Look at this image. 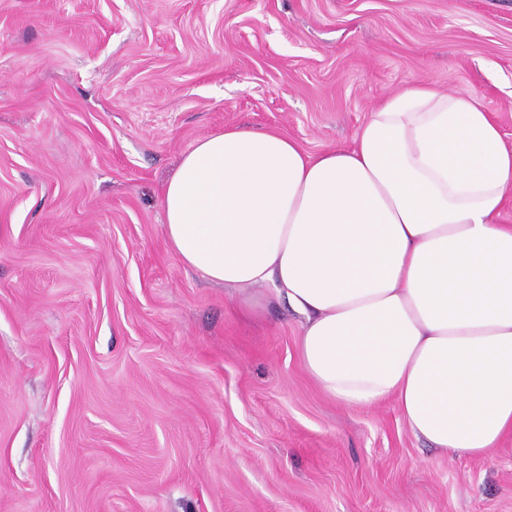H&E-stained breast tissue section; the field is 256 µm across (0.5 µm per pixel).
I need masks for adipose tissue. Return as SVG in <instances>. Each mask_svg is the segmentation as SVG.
Listing matches in <instances>:
<instances>
[{
  "instance_id": "ef3b65f1",
  "label": "adipose tissue",
  "mask_w": 512,
  "mask_h": 512,
  "mask_svg": "<svg viewBox=\"0 0 512 512\" xmlns=\"http://www.w3.org/2000/svg\"><path fill=\"white\" fill-rule=\"evenodd\" d=\"M511 188L483 99L416 85L317 155L271 128L200 139L162 190L163 234L244 309L299 314L326 395L394 401L415 437L475 458L512 437Z\"/></svg>"
}]
</instances>
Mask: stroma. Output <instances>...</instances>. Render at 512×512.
<instances>
[{
    "label": "stroma",
    "instance_id": "1",
    "mask_svg": "<svg viewBox=\"0 0 512 512\" xmlns=\"http://www.w3.org/2000/svg\"><path fill=\"white\" fill-rule=\"evenodd\" d=\"M418 84L512 148V0H0V512H512L511 437L454 457L332 401L297 316L162 232L198 140L346 147Z\"/></svg>",
    "mask_w": 512,
    "mask_h": 512
}]
</instances>
